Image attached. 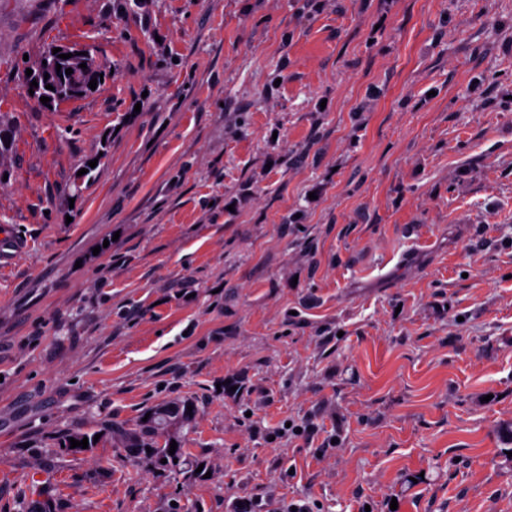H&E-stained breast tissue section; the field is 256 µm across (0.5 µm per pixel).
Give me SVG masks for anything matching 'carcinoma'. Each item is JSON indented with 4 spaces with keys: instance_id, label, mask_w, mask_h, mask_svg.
Masks as SVG:
<instances>
[{
    "instance_id": "1",
    "label": "carcinoma",
    "mask_w": 512,
    "mask_h": 512,
    "mask_svg": "<svg viewBox=\"0 0 512 512\" xmlns=\"http://www.w3.org/2000/svg\"><path fill=\"white\" fill-rule=\"evenodd\" d=\"M57 63L61 69H43L41 64L31 67L32 75L24 77L25 84L33 81L38 82L43 92L54 99L72 100L86 98L95 94L89 87L92 79H97V86H102L103 81L110 77V72L97 61L90 57L87 62V69L79 76L67 75L65 70L70 68V61L59 58ZM49 78H44V75ZM51 85L54 90H49L46 85ZM149 414L148 419L138 418L133 424L110 422L101 429L89 432H72L63 437L62 446L70 448V439L78 441L88 439V448L96 445L94 436L106 432L112 436L117 447L123 449L127 456L132 458H147L163 470H173L183 475L184 482L191 483L196 479V466L190 461L191 452L184 447V430H192L196 418L197 407L189 400L174 399L152 406L145 410ZM177 443L174 454H169L170 443ZM167 463H161V460Z\"/></svg>"
}]
</instances>
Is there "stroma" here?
Listing matches in <instances>:
<instances>
[{
    "label": "stroma",
    "mask_w": 512,
    "mask_h": 512,
    "mask_svg": "<svg viewBox=\"0 0 512 512\" xmlns=\"http://www.w3.org/2000/svg\"><path fill=\"white\" fill-rule=\"evenodd\" d=\"M117 4L0 0V512H512V0ZM175 398L191 485L61 446ZM77 49L81 52H87V56L78 55L79 58L90 57L91 53L88 48L77 47ZM57 64L61 65L60 72H57L56 67L44 70L40 59L35 66L28 68L32 70L31 76H26V70L24 72V82L26 87L33 81V79H36V82H38L43 92L47 93L54 99V106L55 104L63 101L86 98L95 94L110 77V71H107L106 68H104V66L92 55L88 59L87 69L84 73H80L77 78L74 77L73 73L71 75H66L65 73V70L70 68L71 65L69 60L58 58ZM46 74H49V78L44 80V75ZM100 74H103V81H100ZM60 75H63V78H60ZM93 78H97V87L95 90H92L89 87V82ZM47 84L54 87V91L46 89ZM75 84H79V86H76ZM59 96L62 97L60 101L58 100Z\"/></svg>",
    "instance_id": "obj_1"
}]
</instances>
